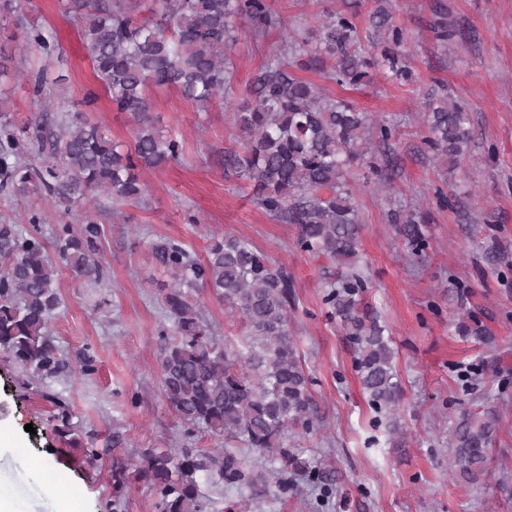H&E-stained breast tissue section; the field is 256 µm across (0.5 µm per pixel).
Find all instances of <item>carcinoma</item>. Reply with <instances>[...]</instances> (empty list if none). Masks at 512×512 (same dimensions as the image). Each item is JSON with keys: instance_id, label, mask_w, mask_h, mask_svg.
<instances>
[{"instance_id": "1", "label": "carcinoma", "mask_w": 512, "mask_h": 512, "mask_svg": "<svg viewBox=\"0 0 512 512\" xmlns=\"http://www.w3.org/2000/svg\"><path fill=\"white\" fill-rule=\"evenodd\" d=\"M60 5L77 22L114 110L135 121L133 145L125 148L76 115L65 123L39 115L19 128L9 110L0 109V190L26 197L45 189L60 205L98 191L122 205L142 202L147 187L139 172L168 165L182 150L150 117L148 87H174L205 107L224 97L231 84L226 59L239 26L276 25L267 0H154L156 21L137 19L141 0H60ZM371 23L384 33L371 53L360 49L354 14L336 12L322 23L320 42L336 57L332 80L341 87L358 86L384 69L403 84L413 82L403 57V29L383 8L375 10ZM433 27L444 43L456 37L442 7L435 11ZM23 39L47 58L59 51L56 35L45 28L31 26ZM425 109L423 145L452 174L472 139L468 108L437 93L427 98ZM233 120L242 150L230 155V165L253 183L260 208L298 227L301 250L330 259L356 256L361 225L348 171L362 161L371 174L378 173L368 136L386 143L393 139V125L370 126L368 113L296 77L281 54L265 63L251 98L238 106ZM33 142L52 147L51 159L37 168L23 161ZM391 221L403 225L411 251L424 250L420 216L395 211ZM100 236V225L90 218L77 230L57 225L49 243L36 229L0 224V348L41 384L39 391L56 410L51 419L64 437L71 432V405L49 389L67 366L49 331L64 308L57 276L63 267L79 281L101 283ZM151 253L173 278L163 297L172 332L159 359L164 397L188 433L199 429L216 444L141 452L134 478L153 488L158 512H206V486L264 493L287 489L296 476L326 484L325 472L298 448L297 437L314 430L316 411L312 381L289 328L288 272L237 236L212 239L203 261L169 239L152 243ZM197 288L242 317L246 336L240 345L226 346L213 336L192 294ZM363 288L362 279L352 276L328 295V303L353 344L355 371L369 405L386 415L396 435L402 387L395 351L382 327L360 312L357 296ZM498 430L493 409L458 418L448 447L468 484L485 483ZM237 448L257 453L265 467L243 468Z\"/></svg>"}]
</instances>
